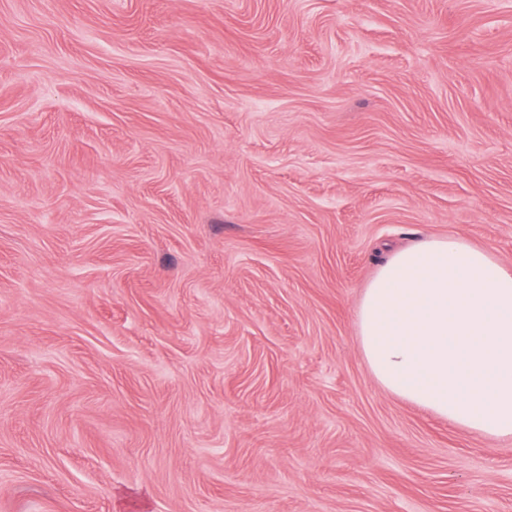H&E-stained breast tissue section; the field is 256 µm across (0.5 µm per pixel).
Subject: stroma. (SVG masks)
<instances>
[{"label": "stroma", "instance_id": "35a3bbf8", "mask_svg": "<svg viewBox=\"0 0 512 512\" xmlns=\"http://www.w3.org/2000/svg\"><path fill=\"white\" fill-rule=\"evenodd\" d=\"M448 235L512 266V0H0V512H512L359 346Z\"/></svg>", "mask_w": 512, "mask_h": 512}]
</instances>
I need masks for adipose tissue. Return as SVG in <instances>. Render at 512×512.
<instances>
[{"instance_id":"obj_1","label":"adipose tissue","mask_w":512,"mask_h":512,"mask_svg":"<svg viewBox=\"0 0 512 512\" xmlns=\"http://www.w3.org/2000/svg\"><path fill=\"white\" fill-rule=\"evenodd\" d=\"M357 318L387 390L457 427L512 438V266L458 237L424 239L378 266Z\"/></svg>"}]
</instances>
